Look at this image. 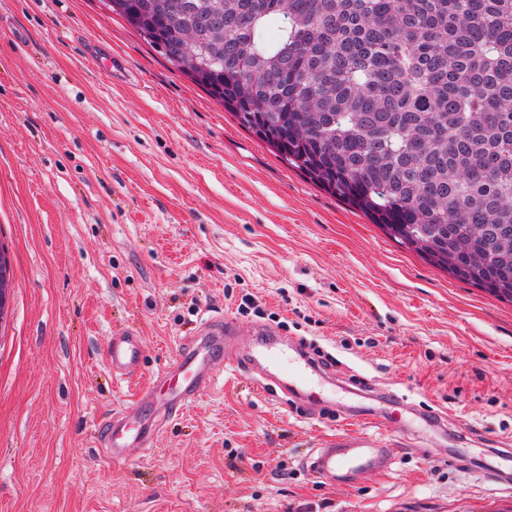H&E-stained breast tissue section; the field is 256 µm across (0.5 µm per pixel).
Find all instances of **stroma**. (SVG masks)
I'll use <instances>...</instances> for the list:
<instances>
[{
	"label": "stroma",
	"mask_w": 512,
	"mask_h": 512,
	"mask_svg": "<svg viewBox=\"0 0 512 512\" xmlns=\"http://www.w3.org/2000/svg\"><path fill=\"white\" fill-rule=\"evenodd\" d=\"M0 246V512H512V302L288 168L100 0H0ZM207 320L335 357L340 412L224 373L112 464L100 424ZM365 435L389 470L313 478L322 440ZM106 359L113 379L128 378L138 372L143 360L138 334L130 331L111 337L107 342Z\"/></svg>",
	"instance_id": "stroma-1"
}]
</instances>
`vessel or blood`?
<instances>
[{"instance_id":"obj_1","label":"vessel or blood","mask_w":512,"mask_h":512,"mask_svg":"<svg viewBox=\"0 0 512 512\" xmlns=\"http://www.w3.org/2000/svg\"><path fill=\"white\" fill-rule=\"evenodd\" d=\"M237 334L234 321L202 323L195 341L183 348L176 361L160 373L153 384L142 392L131 406L113 412L100 432L99 443L109 460L116 465L126 462L131 447L149 448L157 435V425L149 413L158 405H184L193 402L213 385L217 370L232 374L247 372L257 390L278 386L289 396L308 394L314 385L318 368L303 355H293L292 344L262 346L250 357L236 354L231 342ZM107 364L113 378L123 379L138 372L143 350L138 334L130 331L111 337L107 343ZM359 465L371 470L388 469L392 460L375 440L358 442L331 440L318 449L309 467L318 478L335 482L337 471Z\"/></svg>"}]
</instances>
